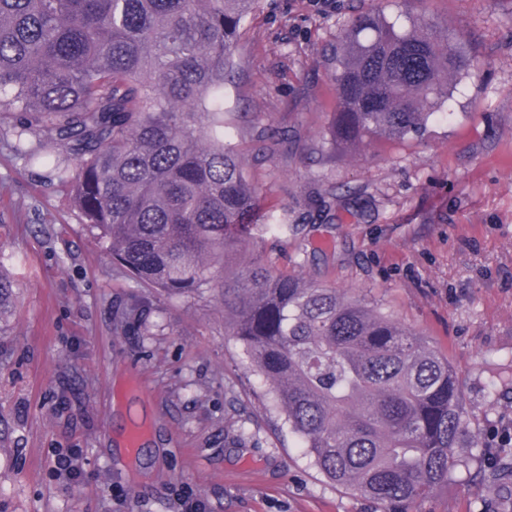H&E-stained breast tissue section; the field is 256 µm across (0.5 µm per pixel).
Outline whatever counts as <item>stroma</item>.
<instances>
[{
  "label": "stroma",
  "instance_id": "35a3bbf8",
  "mask_svg": "<svg viewBox=\"0 0 512 512\" xmlns=\"http://www.w3.org/2000/svg\"><path fill=\"white\" fill-rule=\"evenodd\" d=\"M425 11L474 74L423 137L342 156L336 41L372 5ZM224 117L259 220L242 245L380 305L456 367L470 416L447 484L410 512H512V0H261L242 30ZM285 136L261 159L267 128ZM0 512H375L329 483L274 408L224 308L138 286L81 224L65 188L0 139ZM145 429L136 457L123 431ZM80 471L63 483L59 452Z\"/></svg>",
  "mask_w": 512,
  "mask_h": 512
}]
</instances>
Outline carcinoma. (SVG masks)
Listing matches in <instances>:
<instances>
[{
    "instance_id": "obj_1",
    "label": "carcinoma",
    "mask_w": 512,
    "mask_h": 512,
    "mask_svg": "<svg viewBox=\"0 0 512 512\" xmlns=\"http://www.w3.org/2000/svg\"><path fill=\"white\" fill-rule=\"evenodd\" d=\"M259 5L0 0V131L26 162L50 165L135 282L173 296L219 290L228 335L328 482L409 512L456 466L466 411L455 367L359 296L256 259L227 267L259 189L224 140V82ZM473 67L424 14L399 25L365 10L336 43L324 140L348 154L420 136Z\"/></svg>"
}]
</instances>
